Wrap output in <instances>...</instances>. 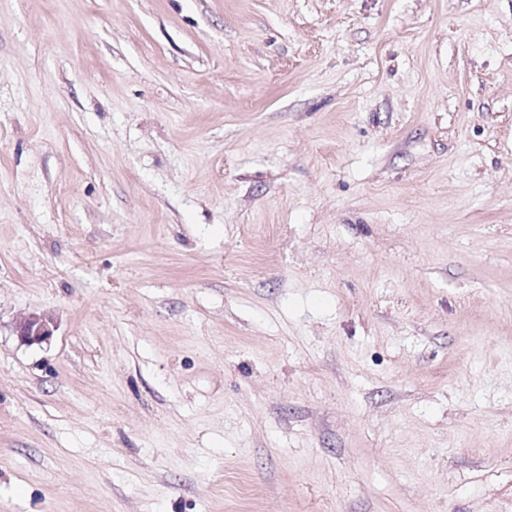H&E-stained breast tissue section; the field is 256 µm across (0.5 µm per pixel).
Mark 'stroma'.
Listing matches in <instances>:
<instances>
[{
	"mask_svg": "<svg viewBox=\"0 0 512 512\" xmlns=\"http://www.w3.org/2000/svg\"><path fill=\"white\" fill-rule=\"evenodd\" d=\"M0 512H512V0H0ZM55 329L53 318L38 314H31L21 319L15 327L18 338L28 345L48 341L53 336Z\"/></svg>",
	"mask_w": 512,
	"mask_h": 512,
	"instance_id": "stroma-1",
	"label": "stroma"
}]
</instances>
